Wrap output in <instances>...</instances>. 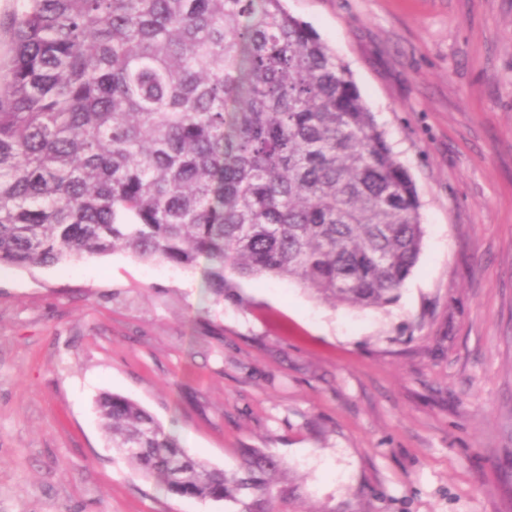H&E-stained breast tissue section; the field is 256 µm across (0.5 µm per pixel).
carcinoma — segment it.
Instances as JSON below:
<instances>
[{"mask_svg": "<svg viewBox=\"0 0 512 512\" xmlns=\"http://www.w3.org/2000/svg\"><path fill=\"white\" fill-rule=\"evenodd\" d=\"M0 69V266L121 249L209 263L218 300L286 278L391 304L420 255L414 181L348 69L285 0H23ZM112 447L180 497L272 499L254 450L230 480L134 400L102 393Z\"/></svg>", "mask_w": 512, "mask_h": 512, "instance_id": "carcinoma-1", "label": "carcinoma"}]
</instances>
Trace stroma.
<instances>
[{
  "label": "stroma",
  "instance_id": "obj_1",
  "mask_svg": "<svg viewBox=\"0 0 512 512\" xmlns=\"http://www.w3.org/2000/svg\"><path fill=\"white\" fill-rule=\"evenodd\" d=\"M409 170L424 238L396 301L332 306L118 250L0 267V512H242L140 475L101 428L137 401L274 512H512V0H287Z\"/></svg>",
  "mask_w": 512,
  "mask_h": 512
}]
</instances>
